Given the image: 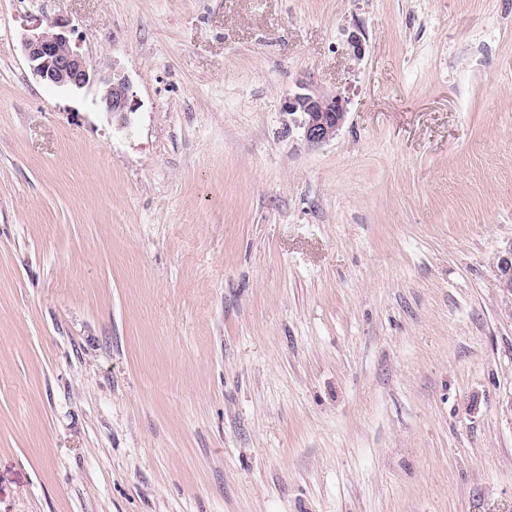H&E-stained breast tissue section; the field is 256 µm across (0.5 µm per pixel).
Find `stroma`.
<instances>
[{
	"mask_svg": "<svg viewBox=\"0 0 512 512\" xmlns=\"http://www.w3.org/2000/svg\"><path fill=\"white\" fill-rule=\"evenodd\" d=\"M511 249L512 0H0V512H512ZM44 22V23H43ZM22 46L32 74L46 84L69 91L95 86L103 110L126 122L135 103L129 77L114 63L93 67L81 51L74 30L59 17L45 16L27 30ZM348 104L349 99L340 93L324 94L311 83L300 81L285 108L290 114L300 115L306 142L319 146L336 139L346 121Z\"/></svg>",
	"mask_w": 512,
	"mask_h": 512,
	"instance_id": "1",
	"label": "stroma"
}]
</instances>
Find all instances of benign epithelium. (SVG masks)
Here are the masks:
<instances>
[{
  "mask_svg": "<svg viewBox=\"0 0 512 512\" xmlns=\"http://www.w3.org/2000/svg\"><path fill=\"white\" fill-rule=\"evenodd\" d=\"M74 30L59 17H44L22 37V46L36 79L69 91L96 87L103 110L127 120L134 111L129 77L118 67H93L81 51ZM349 99L339 93L324 94L311 83L300 81L285 108L301 117L304 138L312 146L336 139L348 114Z\"/></svg>",
  "mask_w": 512,
  "mask_h": 512,
  "instance_id": "7a95c632",
  "label": "benign epithelium"
}]
</instances>
